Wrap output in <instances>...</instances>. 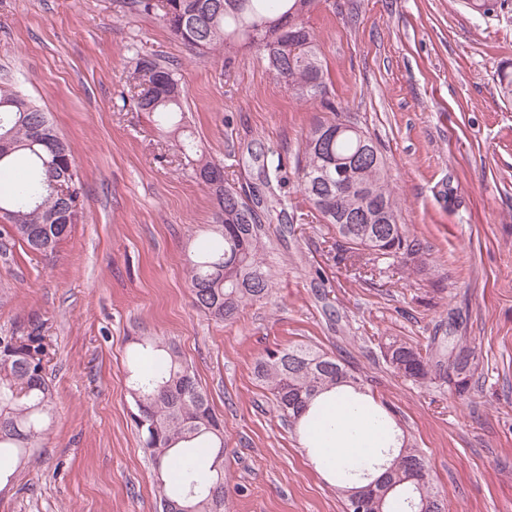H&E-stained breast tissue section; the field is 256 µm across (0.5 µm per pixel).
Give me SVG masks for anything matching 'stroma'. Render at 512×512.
Instances as JSON below:
<instances>
[{"instance_id": "stroma-1", "label": "stroma", "mask_w": 512, "mask_h": 512, "mask_svg": "<svg viewBox=\"0 0 512 512\" xmlns=\"http://www.w3.org/2000/svg\"><path fill=\"white\" fill-rule=\"evenodd\" d=\"M120 2L0 0V85L44 109L83 187V217L54 253L0 223V334L41 319L57 402L0 512H159L128 393L135 336L176 342L223 419L230 512H346L254 373L265 350L297 344L345 359L392 406L448 512H512V104L495 88L512 61V0L485 15L466 0H316L327 92L311 101L255 51L199 56ZM139 53L172 64L186 126L237 191L258 186L260 159L282 164V204L260 207L273 291L235 322L192 305L186 256L215 208L132 101ZM337 113L385 155L415 261L344 252L301 193L304 140ZM451 330L475 351L463 399L380 353Z\"/></svg>"}]
</instances>
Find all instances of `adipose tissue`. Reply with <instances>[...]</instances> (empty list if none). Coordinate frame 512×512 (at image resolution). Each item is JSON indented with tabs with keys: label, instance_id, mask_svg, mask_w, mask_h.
I'll return each mask as SVG.
<instances>
[{
	"label": "adipose tissue",
	"instance_id": "adipose-tissue-1",
	"mask_svg": "<svg viewBox=\"0 0 512 512\" xmlns=\"http://www.w3.org/2000/svg\"><path fill=\"white\" fill-rule=\"evenodd\" d=\"M317 405L319 417L309 424L314 456L341 465L368 458L387 443L383 428L361 399L329 393L319 397Z\"/></svg>",
	"mask_w": 512,
	"mask_h": 512
}]
</instances>
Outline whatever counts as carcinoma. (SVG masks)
Wrapping results in <instances>:
<instances>
[{
    "mask_svg": "<svg viewBox=\"0 0 512 512\" xmlns=\"http://www.w3.org/2000/svg\"><path fill=\"white\" fill-rule=\"evenodd\" d=\"M134 14L157 13L170 35L202 54H215L240 43L265 57L270 71L300 99L316 100L326 94V82L307 21L309 0H125ZM292 19L297 46L283 40L264 42L253 33L269 20ZM134 98L138 108L171 128L175 147L192 165L194 178L215 201L213 236L200 243L188 258L187 274L193 305L220 321L235 320L248 303L262 302L272 293L273 279L263 255L266 232L256 210L229 184L218 188L209 171L219 167L185 132L182 88L175 70L155 57L136 56ZM499 96L512 102V62L497 71ZM45 122L44 135L34 140L31 128ZM339 126L334 119L316 125L306 137L297 178L303 195L336 232L348 249L366 251L373 260L416 257L421 247L409 240L399 223V208L385 175L383 156L361 169L353 187L336 191L340 169L361 158V136L342 131L318 145L316 133L324 126ZM68 173L76 196L82 185L72 147L61 140L46 112L9 86L0 87V213L9 222L8 235L28 249L52 253L68 233L52 218L69 200L51 189ZM281 167L262 164L258 179L271 191L280 181ZM383 211L387 224L376 233L374 224L343 223L363 209ZM128 370L133 419L145 453L154 468L162 512H228L224 482V424L206 391L178 347L153 336L133 338ZM380 351L394 371L424 384L442 380L454 385L460 397L468 394V379L475 358L463 336L432 337L426 345L390 339ZM0 479L14 476L30 451L41 443L54 418L52 388L41 368L48 355L43 325L25 333L0 335ZM256 377L266 385L279 415L288 427L300 422L319 395L347 389L365 395L362 378L344 360L320 349L296 345L267 349L255 365ZM392 409L379 407L380 418L396 431L397 443L381 448L369 462L337 469L327 459L321 467L334 474L336 490L345 502L367 477L388 469L386 481L365 512H446L444 498L416 472L428 470L422 451L410 444L391 417ZM214 455L211 466L197 457V449Z\"/></svg>",
    "mask_w": 512,
    "mask_h": 512,
    "instance_id": "obj_1",
    "label": "carcinoma"
}]
</instances>
